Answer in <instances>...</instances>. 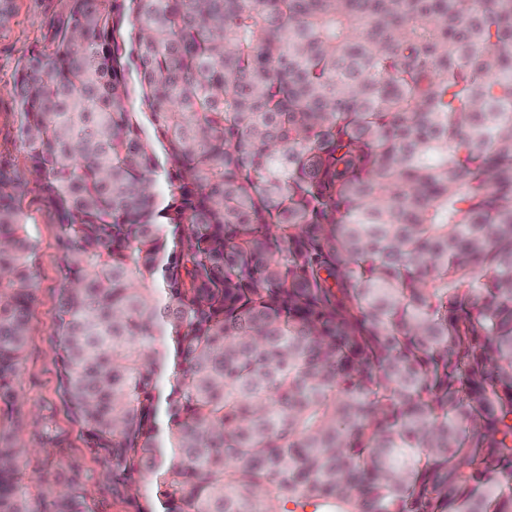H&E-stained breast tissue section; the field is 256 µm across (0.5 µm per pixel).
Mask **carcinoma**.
Here are the masks:
<instances>
[{"instance_id": "carcinoma-1", "label": "carcinoma", "mask_w": 512, "mask_h": 512, "mask_svg": "<svg viewBox=\"0 0 512 512\" xmlns=\"http://www.w3.org/2000/svg\"><path fill=\"white\" fill-rule=\"evenodd\" d=\"M12 95L61 400L135 512H512V0H71ZM27 453L0 431V512H40Z\"/></svg>"}]
</instances>
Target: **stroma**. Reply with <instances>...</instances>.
I'll list each match as a JSON object with an SVG mask.
<instances>
[{
  "label": "stroma",
  "instance_id": "1",
  "mask_svg": "<svg viewBox=\"0 0 512 512\" xmlns=\"http://www.w3.org/2000/svg\"><path fill=\"white\" fill-rule=\"evenodd\" d=\"M71 0H13L12 17L0 27V161L11 164L26 183L22 208L37 242V291L32 307L21 369L16 379L18 402L0 404V430L15 434L29 453L22 469L29 479L45 477L64 482L70 466L84 472L85 492L95 512H132L123 495L105 483V467L92 454L78 425L67 416L59 399L56 355L51 328L61 285L60 227L52 208L43 200L34 173L29 169L17 131L12 87L30 54L50 48L55 27L69 14ZM56 438L49 452H41L44 430Z\"/></svg>",
  "mask_w": 512,
  "mask_h": 512
}]
</instances>
